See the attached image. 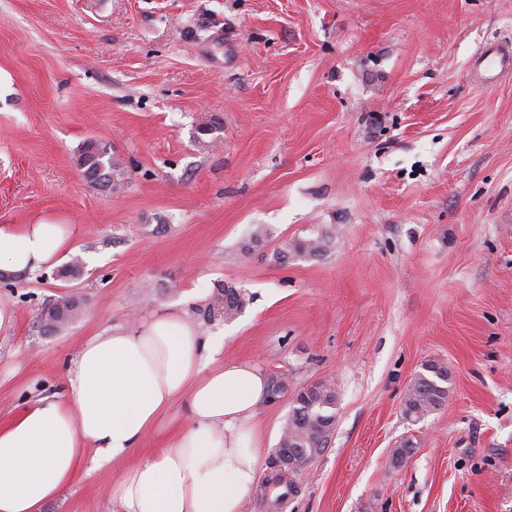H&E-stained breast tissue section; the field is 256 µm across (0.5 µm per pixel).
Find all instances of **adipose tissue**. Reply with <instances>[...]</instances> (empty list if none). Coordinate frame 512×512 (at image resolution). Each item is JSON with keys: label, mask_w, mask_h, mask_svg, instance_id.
Masks as SVG:
<instances>
[{"label": "adipose tissue", "mask_w": 512, "mask_h": 512, "mask_svg": "<svg viewBox=\"0 0 512 512\" xmlns=\"http://www.w3.org/2000/svg\"><path fill=\"white\" fill-rule=\"evenodd\" d=\"M71 225L0 224V270L37 272L68 252ZM185 315L162 312L88 337L61 392L0 423V512H42L86 462L126 467L109 490L112 512H244L260 481L269 379L252 361L223 356ZM181 406L183 423L166 417ZM160 448L139 454L149 431Z\"/></svg>", "instance_id": "adipose-tissue-1"}]
</instances>
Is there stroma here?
Here are the masks:
<instances>
[{
  "instance_id": "stroma-1",
  "label": "stroma",
  "mask_w": 512,
  "mask_h": 512,
  "mask_svg": "<svg viewBox=\"0 0 512 512\" xmlns=\"http://www.w3.org/2000/svg\"><path fill=\"white\" fill-rule=\"evenodd\" d=\"M508 38L512 0H0V224L72 225L83 263L0 280V421L57 392L86 337L176 311L286 382L256 414L263 473L294 394L335 390L279 512H512V80L468 74ZM90 142L121 189L84 181ZM315 230L328 253L283 255ZM225 284L248 305L207 319ZM64 295L77 316L44 332ZM432 360L448 401L407 419ZM119 472L44 512H110ZM77 165L84 179L92 186L116 190L124 183L125 167L112 156L107 145L87 144L78 155Z\"/></svg>"
}]
</instances>
